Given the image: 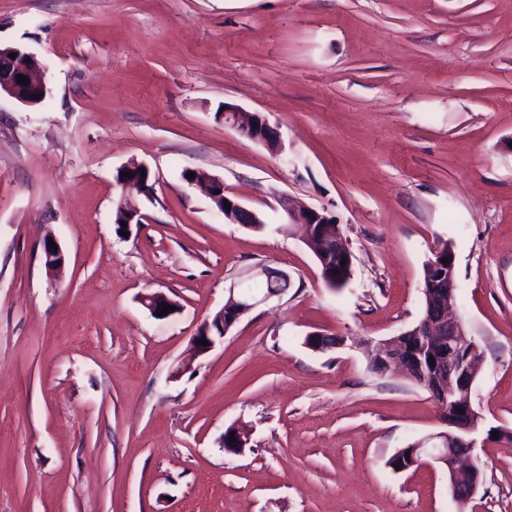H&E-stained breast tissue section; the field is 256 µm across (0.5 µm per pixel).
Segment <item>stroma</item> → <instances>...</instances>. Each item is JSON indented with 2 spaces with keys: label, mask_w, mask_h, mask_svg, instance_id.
Wrapping results in <instances>:
<instances>
[{
  "label": "stroma",
  "mask_w": 512,
  "mask_h": 512,
  "mask_svg": "<svg viewBox=\"0 0 512 512\" xmlns=\"http://www.w3.org/2000/svg\"><path fill=\"white\" fill-rule=\"evenodd\" d=\"M0 44L51 88L0 99V512H512L505 437L479 440L463 510L440 465L392 470L446 424L365 348L419 321L450 244L483 352L473 401L512 432V0H0ZM228 104L282 152L216 119ZM133 160L154 190L122 228ZM185 170L265 226L225 223ZM284 197L335 217L345 287L282 231ZM267 268L288 275L270 297ZM252 285L259 304L197 354L200 324ZM150 293L176 311L152 316ZM312 332L347 344L314 351ZM221 115L224 117V124L230 125L243 136L262 143L274 153L282 151L278 132L260 113L225 105ZM271 143H275L274 148H271Z\"/></svg>",
  "instance_id": "35a3bbf8"
}]
</instances>
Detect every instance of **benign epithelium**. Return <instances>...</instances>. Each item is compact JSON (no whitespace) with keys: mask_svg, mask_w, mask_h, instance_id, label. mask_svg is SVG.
Returning a JSON list of instances; mask_svg holds the SVG:
<instances>
[{"mask_svg":"<svg viewBox=\"0 0 512 512\" xmlns=\"http://www.w3.org/2000/svg\"><path fill=\"white\" fill-rule=\"evenodd\" d=\"M12 48H0V96L5 95L16 102L35 106L41 103L50 89L44 78L46 65L37 64L27 69L10 57ZM24 75L29 82H18V76ZM224 123L236 129L243 136L272 148V152L282 151V142L276 129L258 112H249L238 107L224 106ZM153 191L150 180L138 186H125L121 194L120 209L124 211L127 223L139 224L141 213L128 206L127 200L133 195L148 196ZM205 192L209 199L218 203L216 209L224 214V222L241 224L253 228L265 223L264 215L246 207L236 198L224 194V182L213 178L205 183ZM231 208H226V204ZM285 213L284 223L288 227L303 229L307 245L314 250L324 275L333 271L328 266L330 258L340 262L350 257V251L342 233L336 230L334 220L324 210L297 207L284 200L281 203ZM45 267L53 271L64 264L62 250H53L44 244ZM439 261L432 264L434 276L424 284V292L429 303L421 319L412 328L394 339L380 340L371 349V360L388 369L404 372L412 381L428 390L443 413L448 430L419 440L407 449V466L399 467L403 471L422 460L424 453L448 471L449 488L454 500L461 506L470 502L481 485V469L473 455L479 437L484 434V417L475 408L472 393L476 381V363L479 358V346L470 336L453 303L455 278L454 257L436 253ZM449 259L443 263V259ZM143 304L152 315L173 302L160 293L144 297ZM254 295L229 289L227 302L212 318L204 321L193 337L195 349L205 354L215 346L217 340L224 338L240 318L253 306ZM207 340L209 345L199 344ZM309 348L324 352L344 346L334 343L327 334L313 332L306 336ZM430 351L435 365L428 369L420 359V352Z\"/></svg>","mask_w":512,"mask_h":512,"instance_id":"1","label":"benign epithelium"}]
</instances>
